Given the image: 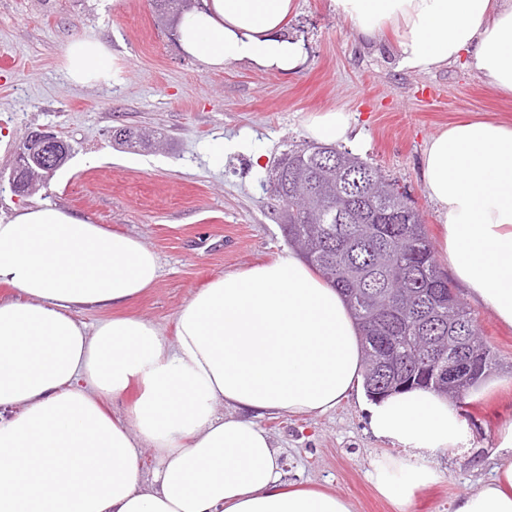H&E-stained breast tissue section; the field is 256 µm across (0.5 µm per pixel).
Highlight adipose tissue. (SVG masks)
Instances as JSON below:
<instances>
[{
	"label": "adipose tissue",
	"instance_id": "obj_1",
	"mask_svg": "<svg viewBox=\"0 0 512 512\" xmlns=\"http://www.w3.org/2000/svg\"><path fill=\"white\" fill-rule=\"evenodd\" d=\"M364 42L392 30L397 66L427 74L463 60L512 94V0H330ZM296 0H199L177 25L181 50L207 68L245 63L288 73L303 61L288 34ZM68 79H112L97 37L69 44ZM308 137L348 142L343 110ZM426 193L443 248L469 298L512 326V125L453 124L426 146ZM143 241L48 202L0 221V512H351L343 497L285 486L281 452L256 421L323 414L362 377L360 332L340 292L292 253L215 278L178 312L175 337L136 315L86 323L161 276ZM141 393L111 410L130 385ZM374 436L404 448L374 467L378 491L408 507L441 476L435 456L463 443L453 406L402 391L368 410ZM157 466L141 470L145 450ZM453 512H512V462L458 497Z\"/></svg>",
	"mask_w": 512,
	"mask_h": 512
}]
</instances>
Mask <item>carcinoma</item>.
<instances>
[{"mask_svg":"<svg viewBox=\"0 0 512 512\" xmlns=\"http://www.w3.org/2000/svg\"><path fill=\"white\" fill-rule=\"evenodd\" d=\"M190 0H153L170 22ZM128 150L161 145L131 128L115 139ZM267 178L278 182L280 227L296 254L342 290L359 321L367 392L428 388L463 407L470 388L442 375L459 337L489 375L496 352L440 267L422 216L396 184L347 150L289 144Z\"/></svg>","mask_w":512,"mask_h":512,"instance_id":"cac0c4a2","label":"carcinoma"}]
</instances>
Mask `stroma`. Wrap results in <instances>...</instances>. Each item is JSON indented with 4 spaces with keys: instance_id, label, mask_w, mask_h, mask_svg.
I'll list each match as a JSON object with an SVG mask.
<instances>
[{
    "instance_id": "obj_1",
    "label": "stroma",
    "mask_w": 512,
    "mask_h": 512,
    "mask_svg": "<svg viewBox=\"0 0 512 512\" xmlns=\"http://www.w3.org/2000/svg\"><path fill=\"white\" fill-rule=\"evenodd\" d=\"M288 33L304 52L295 72L240 63L213 71L182 53L147 0H0V56L16 60L0 69V172H9L32 130H51L72 147L67 164L30 195L0 182V217L48 201L139 236L163 273L124 310L171 337L179 309L215 277L288 252L266 175L288 144L306 142L311 116L341 108L362 135L357 156L407 193L442 250L444 227L421 172L426 143L460 121L512 125V95L459 63L429 74L399 69L391 31L379 46L360 43L330 0H297ZM81 35L111 50V83L67 78V46ZM117 126L155 130L167 146L119 148L111 138ZM231 141L236 150L214 164V148ZM470 310L499 364L460 417L468 449L438 456L443 478L417 488L409 512H452L456 498L492 477L499 433L512 425V327L485 307ZM258 423L280 448L288 482L340 495L352 512H399L371 473L403 450L371 434L357 397L324 415L267 413Z\"/></svg>"
}]
</instances>
